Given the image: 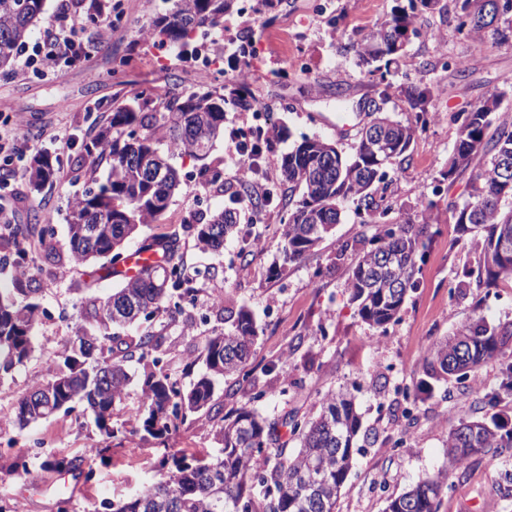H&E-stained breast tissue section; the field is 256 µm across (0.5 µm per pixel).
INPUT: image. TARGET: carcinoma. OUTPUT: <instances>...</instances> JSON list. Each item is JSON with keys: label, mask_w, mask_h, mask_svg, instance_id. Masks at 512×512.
<instances>
[{"label": "carcinoma", "mask_w": 512, "mask_h": 512, "mask_svg": "<svg viewBox=\"0 0 512 512\" xmlns=\"http://www.w3.org/2000/svg\"><path fill=\"white\" fill-rule=\"evenodd\" d=\"M46 0H0V69L11 66L32 27L45 13ZM166 12L143 27L156 38L184 53L192 33L208 28L224 35V15L235 0H170ZM410 9H394L380 27L357 41L356 52L368 74L378 77V99L370 102V126L385 128L386 145L374 155L364 138L355 154L344 157L319 137L303 135L288 152L275 158L281 181L300 195H288V222L282 228V265L304 260L340 222L350 202L362 224H379L373 247L351 267V299L368 324L384 327L397 319L408 292L417 287L418 261L433 236L431 214L435 202L422 206V223L408 218L390 221L393 208L377 195L392 160L404 156L419 129L427 125V105L433 90L427 83L410 88L408 100L417 111L415 122L403 123L386 113L391 84L386 82L396 55L403 51L408 32L418 33L415 5L428 9L434 0H408ZM493 0H455L457 30L475 39L489 32L500 44L512 45V24L501 27L489 14ZM502 95L493 94L474 105L462 117L448 165V176L474 168L465 201L451 204L453 223L464 233L482 235V262L478 282L497 286L502 277L512 278V123L495 127ZM255 101L246 91L232 97L217 93L206 81L186 92L161 98L140 90L112 107L105 123L93 122L72 165L74 179L87 173L91 186L73 196L67 213V256L53 253L50 224H11L6 246L11 249L15 275L0 285V381L24 364L34 351L38 321L40 275L43 268L30 266L32 254L66 271L84 269L92 283L112 273L123 256L125 241L142 228L160 221L172 197L181 190V175L171 160L177 155L201 162V184L236 202L246 184L224 181L221 169L205 163L217 135L224 133L228 111L250 112ZM90 162V168L84 163ZM105 166L104 174L94 173ZM36 191L51 182L57 168L51 157L40 153L27 169ZM186 229L203 251H219L230 235L240 239L241 252L253 245L250 232L237 224V213L223 208L190 214ZM148 246L162 256L158 265L143 267L104 301L89 299L87 315L75 322L74 336L55 352V372L44 382L26 388L11 408L12 421L23 430L82 403L91 413L105 446L87 450L86 481L105 462L116 430L115 407L124 399L130 376L128 363L146 361L152 368L143 382V409L135 413L131 432L163 438L193 420L215 393V380L246 379L257 329L251 313L241 308L231 328L204 338L200 350L207 373L185 391L163 365V319L173 322L185 314L198 288L186 275V260L177 231L153 234ZM387 256L396 258L390 267ZM137 324V334L122 336L117 326ZM512 342L511 326H491L478 319L459 326L452 336L427 345L426 359L441 372L466 380L503 345ZM265 392L249 391L246 401L229 421L212 424L219 453L209 459L179 451L164 455L156 466L159 478L129 496L103 499L93 512H336L337 502L353 465L355 440L361 428L354 396L348 391L329 392L320 399L321 410L313 418L284 415L269 420L256 405ZM300 447L289 450L284 442L275 450L280 429ZM494 448L512 457V428L497 416L461 422L448 435V470L438 472L404 493L387 499L385 512H438L439 498L448 488L451 472L475 452ZM41 468L59 473L77 468L76 459L60 453L43 458Z\"/></svg>", "instance_id": "obj_1"}]
</instances>
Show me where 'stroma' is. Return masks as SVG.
<instances>
[{"label":"stroma","mask_w":512,"mask_h":512,"mask_svg":"<svg viewBox=\"0 0 512 512\" xmlns=\"http://www.w3.org/2000/svg\"><path fill=\"white\" fill-rule=\"evenodd\" d=\"M326 10L313 14L310 0H278L271 14L232 11L224 17V36L217 46L218 71L212 80L228 88L237 70L245 65L237 51L245 34L262 41L265 53L254 65L249 90L263 115L229 112L225 127L245 132L273 129L275 152L288 151L300 135L316 136L352 156L356 131L336 133L337 110L349 117L364 113L375 97V77L356 64L358 38L388 20L394 8L407 0H321ZM165 0H111V29L104 43L86 48L74 62H61L60 73L42 78L19 67L0 71V120L20 115L25 137L12 161L0 160V203L12 212L15 223L33 219L52 225V243L59 254L67 252L65 207L83 189L72 179L71 165L78 156L91 120L106 121L114 103L142 88L165 96L192 88L198 80L197 62L145 38L141 29L165 11ZM307 60L310 73L293 65ZM393 117L414 120L405 88L422 81L433 85L429 110L435 120L418 132L405 157L388 165L385 194L402 217L420 220L421 204L433 200L435 234L398 319L382 328L364 322L350 301L349 271L356 255L370 249L375 228L358 223L352 209H345L339 224L302 262L282 265L281 227L287 209L286 185H277V196L265 212V221L250 224L246 211L238 222L251 226L261 246L253 253L240 252L237 241L225 242L218 252L201 251L194 240L186 242L188 272L199 288L189 313L193 327L169 326L163 344L164 363L183 387H190L205 372L200 358L205 336L229 328L224 311L212 308L208 297L225 292L234 306L254 314L258 337L248 364V382L218 380L214 403L222 416H231L250 389L268 391L259 412L276 419L287 412L312 415L322 395L344 390L355 397L361 417L356 466L337 505L338 512H383L385 499L421 479L447 469L449 432L461 420L474 418L472 398L495 394L502 369L512 364V345L480 369V382L456 378L436 379L427 365L424 344L452 335L461 323L481 317L494 325L512 324V280L500 279L497 287L477 286L471 270L481 259L480 237L461 232L449 220L448 206L465 196L468 174L448 181L445 174L457 136L452 114L465 112L490 95L503 97L502 108L512 119V47L493 37L483 41L459 34L453 19L452 0H438L423 12L419 34L409 35L405 50L392 66L390 77ZM53 131L70 139L58 149L46 139ZM40 152L57 161L58 172L41 190H32L26 175L30 158ZM185 178L174 196L164 223L144 228V235L171 230L189 213L228 207V197L204 190L196 173L199 161L179 156L174 160ZM39 297L43 309L36 325L38 343L30 359L12 378L0 383V411L29 385L49 376V351L66 343L76 319L85 309L86 295L106 298L119 287L116 278L83 286L78 273L42 276ZM128 394L112 417L118 434L112 441V463L100 467L94 485L75 477L73 490H65L56 474L41 469L45 450L77 455L97 444L100 436L91 416L82 409L54 417L18 432L11 420H0V499L15 512H57L61 495L72 497L81 512H90L100 499H120L149 484L155 464L165 449L190 453L217 452L219 443L208 418L181 426L165 439L133 436L127 419L143 405L146 368L131 362ZM432 383L434 393L419 401L412 414L397 389ZM41 449L27 451L31 440ZM28 453L29 474L10 471L14 451ZM448 470V469H447ZM451 472V471H450ZM438 512H512V464L494 449L472 455L465 466L451 472Z\"/></svg>","instance_id":"stroma-1"}]
</instances>
